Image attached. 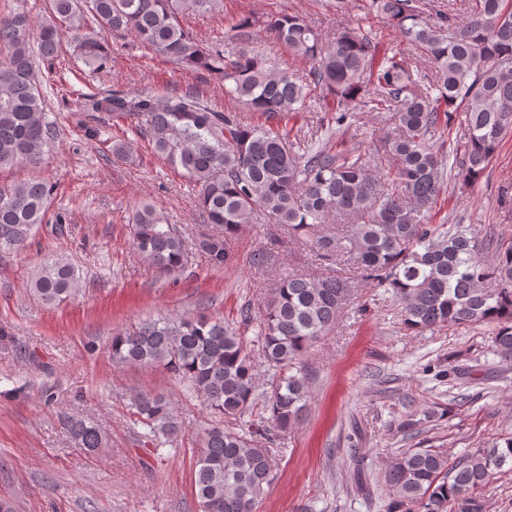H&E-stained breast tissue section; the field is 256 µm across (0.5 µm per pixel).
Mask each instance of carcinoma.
<instances>
[{"mask_svg": "<svg viewBox=\"0 0 512 512\" xmlns=\"http://www.w3.org/2000/svg\"><path fill=\"white\" fill-rule=\"evenodd\" d=\"M223 0H51V16L35 23L17 11L0 16V169L44 163L56 138L46 120L33 54L57 56L67 38L88 72L112 61L96 26L130 36L182 70L203 71L224 84L244 108L213 105L193 87L165 94L114 90L77 97L131 133L150 138L155 154L192 183L199 209L215 232L189 242L151 204L132 214L137 253L162 277L183 271L197 251L214 269L238 261L232 240L259 216L301 235L317 248L349 257L354 272L400 306L403 325L492 327L488 353L512 363V247L501 251L463 224H435L447 168L477 183L512 133V0H473L459 16L445 0H363L365 16L386 21L399 42L385 44L361 27L339 25L322 37L305 17L266 13L262 26L292 56L311 63L294 78L250 41L255 19L231 24L224 43L204 46L179 15L216 12ZM316 104L317 135L300 139L288 116ZM358 112L386 115L395 130L382 141L381 170L360 144L337 141ZM263 118L252 121V115ZM54 186L32 180L0 186V255L25 249L43 224ZM348 220L336 235L315 232L331 216ZM80 269L46 256L29 283L44 305L66 303ZM351 296L349 277L290 273L264 304L261 320L240 311L238 326L204 315L146 319L112 333L117 363L162 366L215 416L194 455L193 485L203 512H257L275 479L270 446L300 421L310 397L302 358L336 323ZM269 374L257 384L258 364ZM145 443L158 449L178 433L174 407L159 394L134 398ZM246 424L233 426L243 417ZM80 445L105 444L95 426L71 419ZM512 464V434L448 464V456L411 448L384 472L386 512H484L475 491Z\"/></svg>", "mask_w": 512, "mask_h": 512, "instance_id": "1", "label": "carcinoma"}]
</instances>
